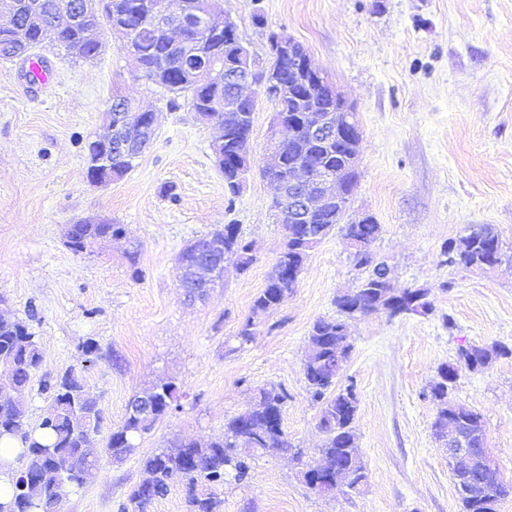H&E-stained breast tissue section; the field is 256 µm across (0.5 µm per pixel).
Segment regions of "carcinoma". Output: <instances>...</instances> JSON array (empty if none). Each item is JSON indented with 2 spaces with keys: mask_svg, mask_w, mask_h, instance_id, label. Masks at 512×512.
Instances as JSON below:
<instances>
[{
  "mask_svg": "<svg viewBox=\"0 0 512 512\" xmlns=\"http://www.w3.org/2000/svg\"><path fill=\"white\" fill-rule=\"evenodd\" d=\"M130 0H102L103 21L119 22L136 34L134 48L141 72L153 84L172 94L170 103L178 106L184 98L193 110L207 101L219 105L212 116L224 129V154L232 157L240 144L252 135L253 112L236 107L230 89L214 86L195 79L186 69L190 58L208 54L221 61L237 58L239 48H230L224 38L204 39L190 32L187 43L175 46L168 37L167 28L153 26L147 20L146 9L138 11L129 6ZM59 0H15L18 12L17 30L0 31V59H11L29 53L37 42L39 31L55 26L63 27L60 45L84 59H94L99 50L82 43L80 33L98 23L95 17H84L76 24L63 23L58 9ZM330 82L313 85L310 100L322 114L334 113L328 88ZM282 170H262L263 177L284 179L288 167L303 164L338 172L347 180H357L358 162L351 160L352 151L336 135L327 136L314 144L302 133H297L278 145ZM225 190L239 192L242 177L233 165L221 168ZM349 200L331 203L307 224L285 223L284 239L276 260L273 275L255 296L251 314L240 325L236 338L239 343L250 342L264 316L279 307L293 291L310 252L341 221ZM124 230L121 224H78L69 249L77 254L86 252L92 244ZM341 230L351 243L355 266L370 268L358 289L336 298L338 318H320L309 332V354L303 366L305 382L313 399L320 403L319 425L325 438L319 448L320 456L328 459L337 470L332 475L357 489L366 480L362 451L358 445L354 421L358 399L353 385L337 387L335 371L337 351L352 349L346 319L355 317L354 311L370 313L374 296L378 293L393 297L394 290L386 265L374 262L371 246L381 227L374 220L367 224H342ZM215 238L224 246L233 261L236 272L247 271L254 263L252 245L241 235L236 224H226L202 239ZM444 262L463 268L480 264L501 265L512 261V245H507L491 224H477L469 233L448 244L442 251ZM504 346L479 348L470 346L458 352L457 362L438 370L440 382L431 393L437 401L436 433L445 437L448 419L465 420L483 432L480 416L462 405L448 401L449 386L454 384L463 369L477 371L486 367L493 357L506 356ZM43 360V350L37 336L26 322L0 316V439L18 442L21 452L16 462L8 465L11 494L0 501V512H48V502L54 495L57 481L76 488L84 487L97 470V460L91 452L94 438L103 421V411L97 400L89 397L81 373L69 369L56 378L39 382L41 390L49 394L48 406L38 424L28 422L20 398L28 391ZM178 387L173 382L152 385L140 396L157 400L154 415L135 416L126 413L123 423L109 435L105 453L114 459H123L135 453L137 437L150 431L155 423L167 415L177 401ZM288 394L271 385L258 390L252 407L224 423V435L206 442L181 441L169 451L162 449L143 460L148 474L129 495L121 512H149L152 502L168 493L176 474L186 486L187 512H223L224 500L217 489L224 486L226 475L245 480L251 469L250 453L271 452L292 448L278 416L284 414Z\"/></svg>",
  "mask_w": 512,
  "mask_h": 512,
  "instance_id": "obj_1",
  "label": "carcinoma"
}]
</instances>
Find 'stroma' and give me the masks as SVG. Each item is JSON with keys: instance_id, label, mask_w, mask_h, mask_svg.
<instances>
[{"instance_id": "obj_1", "label": "stroma", "mask_w": 512, "mask_h": 512, "mask_svg": "<svg viewBox=\"0 0 512 512\" xmlns=\"http://www.w3.org/2000/svg\"><path fill=\"white\" fill-rule=\"evenodd\" d=\"M241 39L266 63L270 33L301 44L353 107L361 130L359 179L344 217L380 224L374 255L395 288H425L427 315L358 316L339 379L358 396L355 429L367 480L360 491L313 493L301 472L320 461L319 406L303 363L312 324L338 317L335 300L362 273L340 229L309 255L298 284L253 341L235 338L279 255L273 187L258 171L228 196L210 147L214 132L188 105L137 70L125 37L104 32L91 61L44 42L54 80L30 86L29 65L0 59V313L26 321L43 350L40 374L81 371L104 412V448L130 398L158 380L175 407L138 438L134 455L102 458L94 479L70 488L66 512H120L145 477L142 461L176 439H208L247 410L257 389L284 388L283 428L301 457L256 458L249 478L226 477L224 512H461L448 451L433 434L430 389L459 348L511 353L461 371L451 402L479 414L512 480V265L483 272L444 263L442 248L475 224L512 244V0H224ZM159 112L155 139L106 187L86 179L87 146L113 98ZM100 217L127 240L73 253L66 225ZM238 225L255 261L202 300H186L178 258L215 228ZM99 351L86 362L79 344Z\"/></svg>"}]
</instances>
